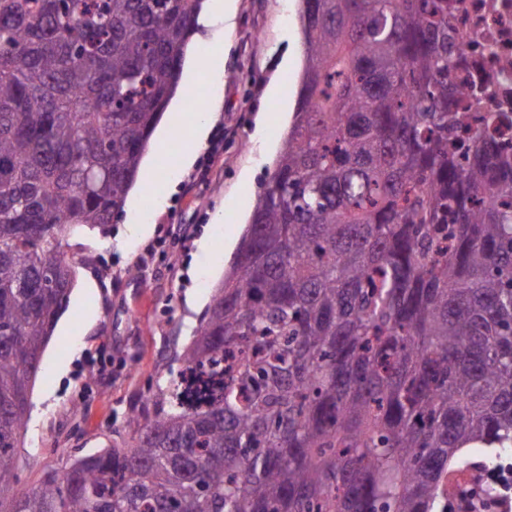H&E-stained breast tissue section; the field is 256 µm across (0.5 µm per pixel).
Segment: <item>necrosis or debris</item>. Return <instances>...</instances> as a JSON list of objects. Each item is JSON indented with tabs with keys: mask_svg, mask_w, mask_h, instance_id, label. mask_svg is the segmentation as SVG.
<instances>
[{
	"mask_svg": "<svg viewBox=\"0 0 512 512\" xmlns=\"http://www.w3.org/2000/svg\"><path fill=\"white\" fill-rule=\"evenodd\" d=\"M458 28L457 65L449 82L467 88L458 99L460 111L475 115L500 112L508 122L504 137L512 138V0H448ZM499 471L488 487L466 481L462 489L474 503L491 502L499 512L512 487V449L497 452Z\"/></svg>",
	"mask_w": 512,
	"mask_h": 512,
	"instance_id": "necrosis-or-debris-1",
	"label": "necrosis or debris"
}]
</instances>
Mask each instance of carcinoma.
I'll return each mask as SVG.
<instances>
[{"instance_id": "obj_1", "label": "carcinoma", "mask_w": 512, "mask_h": 512, "mask_svg": "<svg viewBox=\"0 0 512 512\" xmlns=\"http://www.w3.org/2000/svg\"><path fill=\"white\" fill-rule=\"evenodd\" d=\"M292 126L131 444L5 498L42 353L203 0H0V512H433L512 448V147L452 109L448 0H302Z\"/></svg>"}]
</instances>
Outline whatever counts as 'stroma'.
<instances>
[{
	"instance_id": "stroma-1",
	"label": "stroma",
	"mask_w": 512,
	"mask_h": 512,
	"mask_svg": "<svg viewBox=\"0 0 512 512\" xmlns=\"http://www.w3.org/2000/svg\"><path fill=\"white\" fill-rule=\"evenodd\" d=\"M299 8L235 0L231 20L199 22L197 45L224 58L210 121L229 132L223 152L205 180H192L189 167L155 180L149 218L124 211L107 235L88 232L65 247L75 285L35 381L17 490L86 454L126 447L131 413L178 371L292 122L304 66ZM273 81L283 97L267 96Z\"/></svg>"
}]
</instances>
